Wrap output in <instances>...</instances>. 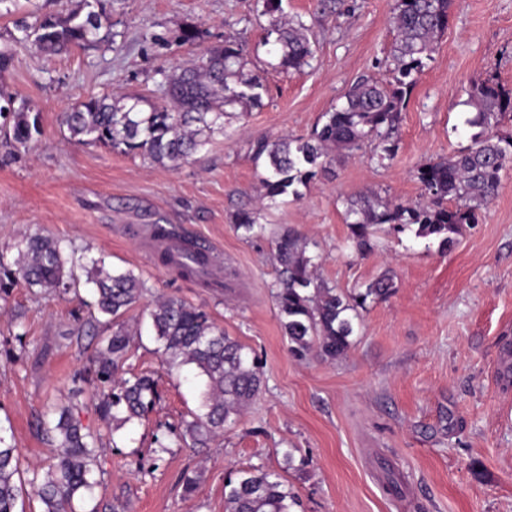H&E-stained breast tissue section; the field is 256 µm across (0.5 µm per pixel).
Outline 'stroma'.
I'll return each mask as SVG.
<instances>
[{
  "instance_id": "35a3bbf8",
  "label": "stroma",
  "mask_w": 512,
  "mask_h": 512,
  "mask_svg": "<svg viewBox=\"0 0 512 512\" xmlns=\"http://www.w3.org/2000/svg\"><path fill=\"white\" fill-rule=\"evenodd\" d=\"M396 0H112L113 42L65 55L13 46L0 89L29 102L42 134L14 150L0 128V259L13 264L39 233L71 257L68 289L18 283L0 296V435L24 467H45L55 449L38 427L47 402L66 397L112 324L93 307L94 262L133 271L146 286L128 321H147L156 296L205 311L254 351L265 386L242 418L207 448L171 436L199 405L187 373H168L150 332L136 338L127 372L151 375L159 398L97 453L98 512H224L231 471L283 470L294 449L304 471H286L304 512H512V387L499 372L512 346V163L478 223L464 225L448 252L379 226L377 247L347 246L346 201L363 195L402 204L421 199L416 169L466 147L463 105L471 84L491 78L512 90V0H455L448 28L400 115L398 150L337 162L299 196L266 199L262 138L308 136L359 78H392ZM301 20L313 54L298 70L274 72L264 41L273 24ZM196 28L194 44L162 47L152 36ZM233 41L267 91L179 168L140 152L70 140L65 112L104 96L163 105L161 71L189 65ZM266 227L245 238L236 216ZM220 253L219 287L180 278L157 261L156 221ZM291 229L316 255L321 279L345 291L390 274L396 289L368 304L348 354L294 358L274 302V238ZM203 475L192 495L184 470Z\"/></svg>"
}]
</instances>
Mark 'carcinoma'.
<instances>
[{
  "label": "carcinoma",
  "instance_id": "cac0c4a2",
  "mask_svg": "<svg viewBox=\"0 0 512 512\" xmlns=\"http://www.w3.org/2000/svg\"><path fill=\"white\" fill-rule=\"evenodd\" d=\"M453 2L397 0L390 51L392 81H356L344 102L325 113L323 124L306 138L257 141L254 159L265 163V197L299 196L298 186L307 185L320 173H330L337 160L368 145L379 161L395 156L400 113L448 28ZM15 30L13 42L29 41L39 52L53 55L112 39L104 0H79L64 16L38 17L32 24L20 21ZM307 31L300 20L280 24L275 40L264 41L278 57L274 70L297 69L307 62L312 54ZM247 65L242 46L226 42L208 49L189 67L162 73L161 86L168 101L164 106L145 112L139 97L91 99L65 113L63 123L70 139L79 144L122 147L177 167L200 146L202 132L224 129V119L232 115V109L262 105L263 79ZM463 105L473 109L465 120L472 129L470 145L416 170L424 201L403 205L363 196L348 202V241L358 254L374 251L376 225L387 224L397 232L414 226L416 237H432L445 251L452 243L451 235L462 225L478 223V212L494 199L500 174L512 160V135L499 130L512 115V92L492 80L475 83ZM31 112L29 103H18L0 92V118L12 119L11 139L16 148H29L40 134L38 116ZM237 228L250 236L265 230L248 212L239 214ZM307 247L290 230L276 239L275 258L280 266L274 293L277 317L294 356L314 351L321 359L333 361L350 350L360 310L367 301L385 299L395 284L390 276L382 275L362 291H342L315 276L314 257ZM18 253L14 270L0 256V293L7 292L18 276L47 290L69 287L67 259L58 240L34 236ZM159 261L189 280H205L213 266L208 250L193 244L186 249L184 260H175L166 249ZM89 282L95 285L96 310L112 319V334L102 337L93 369L82 381L93 386L105 426L114 436L143 418L157 397L152 377L122 374L135 332L117 319L140 301L145 286L131 271L111 273L102 266L94 267ZM150 319L168 370L188 368L203 384L198 412L174 438L188 448H207L262 391L261 366L248 348L228 336L205 312L176 297L156 303ZM75 409L72 400L56 403L39 419L40 429L59 452L47 469L32 471L25 486L16 483L22 472L20 452L0 436V512H24L17 509L23 495L37 499L40 512H94L88 505L98 485L94 472L101 434L84 430L74 417ZM224 507L225 512H297L300 501L281 474L249 467L237 470L224 485Z\"/></svg>",
  "mask_w": 512,
  "mask_h": 512
}]
</instances>
